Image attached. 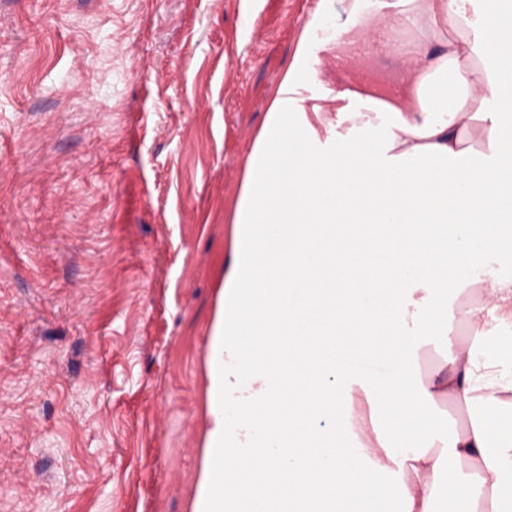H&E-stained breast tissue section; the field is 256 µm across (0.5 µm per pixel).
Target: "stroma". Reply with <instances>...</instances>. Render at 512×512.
I'll return each instance as SVG.
<instances>
[{"label":"stroma","mask_w":512,"mask_h":512,"mask_svg":"<svg viewBox=\"0 0 512 512\" xmlns=\"http://www.w3.org/2000/svg\"><path fill=\"white\" fill-rule=\"evenodd\" d=\"M318 10L0 0V512H192L228 217ZM432 38L316 68L393 90Z\"/></svg>","instance_id":"stroma-1"}]
</instances>
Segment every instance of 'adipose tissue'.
Here are the masks:
<instances>
[{
	"mask_svg": "<svg viewBox=\"0 0 512 512\" xmlns=\"http://www.w3.org/2000/svg\"><path fill=\"white\" fill-rule=\"evenodd\" d=\"M348 5L338 32L305 22L243 169L192 512H512V276L458 308L465 341L448 317L449 289L512 252V12L396 0L392 27L428 16L434 43L399 90L338 88L330 120L317 52L369 34L365 0ZM477 134L489 162L464 146ZM435 336L449 355L420 375ZM353 352L389 375L350 380ZM444 401L468 413L446 436Z\"/></svg>",
	"mask_w": 512,
	"mask_h": 512,
	"instance_id": "ef3b65f1",
	"label": "adipose tissue"
}]
</instances>
